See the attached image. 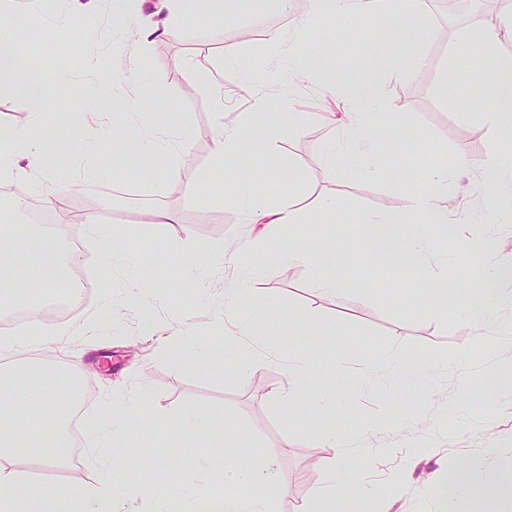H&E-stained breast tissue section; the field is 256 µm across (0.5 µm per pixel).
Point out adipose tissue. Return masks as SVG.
<instances>
[{
    "label": "adipose tissue",
    "instance_id": "1",
    "mask_svg": "<svg viewBox=\"0 0 512 512\" xmlns=\"http://www.w3.org/2000/svg\"><path fill=\"white\" fill-rule=\"evenodd\" d=\"M140 22L128 38V75H135L142 50L152 40L181 34L184 30L183 0H135ZM284 13H305L312 17L330 14L348 22L358 15L375 19L381 38L391 46L424 42L428 32L415 13L413 0H309L300 5L299 0H277ZM512 33V13L486 19L478 32L449 33L448 41L457 52L472 56L490 84L491 96L482 105L481 112L489 123L493 139L512 134V55L500 50L503 35ZM393 56L384 54L373 57L367 73L348 78L337 74L331 85L348 88L346 110L339 120L347 153L351 159V172L357 177H367L377 172L382 156V138L371 128L375 112L381 108V83L394 67ZM9 80L16 90L29 101V120L14 126L5 137V147H0V187L13 180L23 179L32 172H41L43 182L35 200L22 199L18 205L30 208L32 202L51 204L58 189L54 173L44 170L43 153L34 130L40 125L45 99L44 93L52 81L51 75L31 68L17 52L12 40L0 39V81ZM269 103L258 96L252 101L250 111L241 113L230 126L219 125L212 134L215 164L236 158L248 145H256L268 158H276L279 133L267 119ZM250 220L258 224L256 240L240 241L231 248L216 244L212 254L216 259L242 261L252 252L255 241L279 236L283 227L300 224L304 216L290 203L254 202L250 205ZM78 260L77 252L65 251L59 235L51 231L29 232L24 243V264L39 277L43 287L61 289L69 282L64 271ZM317 365L306 355H298L288 366L287 386L274 390L273 395L283 403H290L295 396L310 394L316 406L324 401L318 391L309 385ZM278 457L269 451L259 457L248 469L241 471V483L256 488L253 498L239 495L212 496L208 501L209 512H272L270 498L263 489L271 484L277 474ZM501 488L499 476L487 473L481 459L475 458L462 468L454 481L440 476L430 481V491L439 503V512H457L459 494L474 495L476 500L494 497Z\"/></svg>",
    "mask_w": 512,
    "mask_h": 512
}]
</instances>
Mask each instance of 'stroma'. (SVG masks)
Masks as SVG:
<instances>
[{"label": "stroma", "mask_w": 512, "mask_h": 512, "mask_svg": "<svg viewBox=\"0 0 512 512\" xmlns=\"http://www.w3.org/2000/svg\"><path fill=\"white\" fill-rule=\"evenodd\" d=\"M19 5L18 14L0 21V35L15 38L30 65L58 80L48 90L45 121L35 131L44 164L60 181L51 228L67 241L87 234L83 225L72 223L73 214L104 218L113 250L126 259L119 268L95 253L70 270L93 284L71 317L75 323L93 322L90 340L60 333L48 309L53 290L38 285L24 265L16 266L11 281L12 287L27 289L37 319L53 332L46 344L26 350V357L63 371L81 364L91 394L82 437L102 426L108 401L144 393L137 416L150 435L141 452L163 459L153 473L157 484L180 490L166 502L167 512H187L195 495L221 492L219 473L247 469L269 449L276 450L281 482L288 485L284 495L278 485L267 488L276 512H300L309 505L312 488H330L331 460L355 479L362 499L388 496L391 512H436L425 480L444 473L452 461L478 455L488 472L512 462V395L493 394L490 374L494 361L512 359V344L495 328L479 336L456 316L437 317L432 283H419L414 268L381 264L358 222L364 211L408 207L398 181L407 169L418 178L428 174V166L417 163L420 156L433 152L449 164L460 157L466 167L449 179L448 200L465 218L455 225L453 240L436 246L432 265L447 269L449 279L471 283L481 275L482 260L461 245L485 235L493 237L500 259H512V193L487 201L477 189L485 158L495 149L512 153V139L493 142L480 115L459 121L460 112L485 100L487 89L476 77L475 61L448 49L449 31L481 27L480 0L455 14L437 0H419L418 17L429 38L394 52L396 71L383 84V105L373 119L392 138L384 147L382 170L362 179L351 178L345 155L336 161L334 178L325 174L320 150L338 133L330 115L340 112L343 102L330 94L321 75L361 74L369 55L386 52L374 18L363 16L345 27L321 17L304 31L299 18L276 12L274 0H223L217 11L204 0H185V35L150 44L140 57L138 81L122 86L135 108L153 113V122L142 126L113 97L125 66L119 56L123 39L138 24L126 0H104L81 34L64 36V43L81 50L66 66L33 46L48 41L49 26L69 11L68 0H19ZM272 30L283 41L276 57L265 53ZM217 82L224 86L220 110L213 98ZM257 95L272 101L270 118L282 129L280 167L263 178L254 175L267 166L260 151L246 149L220 167L212 158L214 127L234 124ZM293 112L302 115L296 129L289 125ZM182 147L191 161L170 177L168 153ZM228 181L240 192L272 202L290 199L304 208L305 223L284 228L283 238L301 250L336 241L342 256L330 274L341 294L322 291L310 266L278 258L275 240L249 255L252 289L237 292L238 267L217 264L209 248L256 237L259 228L248 223L241 207L208 203L207 190L223 189ZM37 191L24 179L0 194V225L16 231L13 250H20L33 228L28 211L16 202ZM109 196L115 202L108 207ZM320 197L334 198L335 211L312 213ZM156 204L174 214L173 223H152L149 210ZM133 277L143 282L134 294L128 289ZM257 299L267 305L265 316L253 309ZM228 305L238 312L242 328L223 322ZM290 310L307 314L308 323L289 327ZM176 327L201 336L214 363L192 371L159 355L158 337ZM296 353L324 368L337 364L321 387L339 401L337 410L313 407L304 397L289 407L273 398L274 389L287 385L288 361ZM368 355L395 358L397 376L387 388L368 393L354 378L358 362ZM421 360L436 374L430 392L419 396L414 374ZM189 410L222 416L233 442L203 432L169 436V422ZM377 418L383 426L378 438L368 439L367 452L333 448L323 438L335 428L344 439H354ZM380 439L389 451L375 452ZM15 462L31 478L73 487L92 480L100 467L84 444L70 465L45 467L23 445Z\"/></svg>", "instance_id": "obj_1"}]
</instances>
